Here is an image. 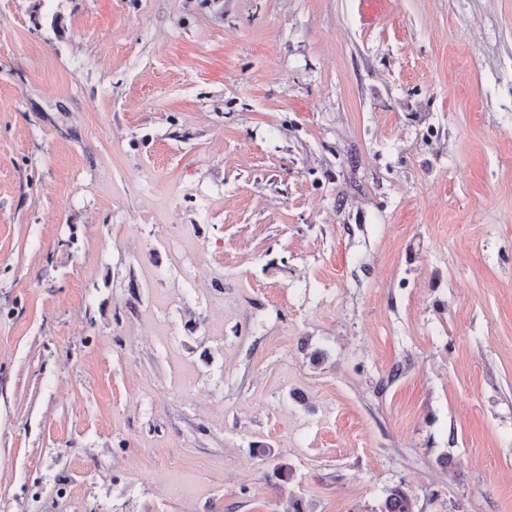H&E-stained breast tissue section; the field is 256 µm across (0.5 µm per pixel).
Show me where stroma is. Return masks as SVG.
Instances as JSON below:
<instances>
[{
  "instance_id": "stroma-1",
  "label": "stroma",
  "mask_w": 512,
  "mask_h": 512,
  "mask_svg": "<svg viewBox=\"0 0 512 512\" xmlns=\"http://www.w3.org/2000/svg\"><path fill=\"white\" fill-rule=\"evenodd\" d=\"M399 483L512 512V0H0V512Z\"/></svg>"
}]
</instances>
